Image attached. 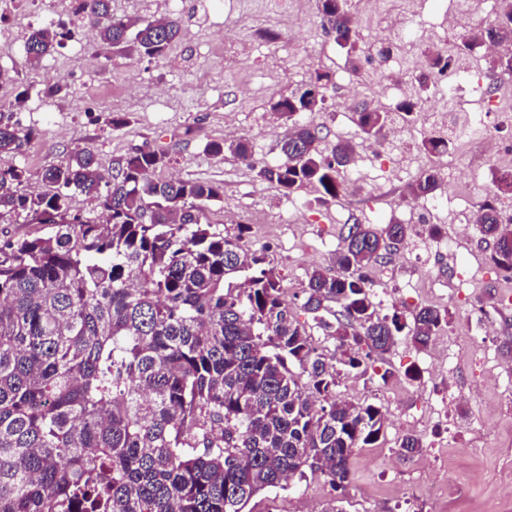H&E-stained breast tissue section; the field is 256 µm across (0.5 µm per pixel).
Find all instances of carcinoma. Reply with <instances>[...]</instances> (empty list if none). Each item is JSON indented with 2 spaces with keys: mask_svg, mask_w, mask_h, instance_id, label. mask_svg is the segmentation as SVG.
<instances>
[{
  "mask_svg": "<svg viewBox=\"0 0 512 512\" xmlns=\"http://www.w3.org/2000/svg\"><path fill=\"white\" fill-rule=\"evenodd\" d=\"M111 0H81L70 24L28 34L24 54L34 65L93 18L103 53L111 49L162 58L180 28L170 18L131 23L112 15ZM321 26L351 62L359 35L347 0H317ZM512 43V0H499L496 19L472 29L471 50ZM424 90L448 72L453 57L427 53ZM330 75L271 106L288 123L282 160L256 177L291 194L321 190L319 201L343 191L340 172L356 148H319V127L299 121L319 112ZM363 139L378 141L389 113L367 104L355 110ZM33 132L0 111V156L23 152ZM424 151L443 155L452 141L431 136ZM208 151L251 157L247 139L213 142ZM168 156L137 148L99 166L93 149L75 150L65 165L44 170L45 190L23 189L25 170L0 166V217L48 224L42 237L0 245V512H243L258 493L319 473L333 489L352 481L356 448L378 442L379 407L336 399L341 372L365 374L372 355L390 351L400 335L428 345L448 314L425 306L412 319L380 314L366 270L411 233L390 221L351 224L336 253V273L308 275L303 308L336 337V364L310 341L265 258L206 222L224 187L206 181L154 179ZM440 186L436 168L408 186L414 199ZM79 193L107 215L98 224L70 213ZM512 196V170L493 181L479 205L481 234L494 241L492 260L512 277V225L497 200ZM249 271L245 286L227 282ZM340 310L325 318L329 304ZM422 448L414 435L395 448L404 461Z\"/></svg>",
  "mask_w": 512,
  "mask_h": 512,
  "instance_id": "1",
  "label": "carcinoma"
}]
</instances>
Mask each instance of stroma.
Listing matches in <instances>:
<instances>
[{
    "mask_svg": "<svg viewBox=\"0 0 512 512\" xmlns=\"http://www.w3.org/2000/svg\"><path fill=\"white\" fill-rule=\"evenodd\" d=\"M408 1L348 0L359 20V70L353 74L345 50L325 33L306 0H182L176 14L180 38L162 59L115 52L106 57L97 39L78 36L35 66L26 62L23 44L32 29L42 27L45 0H0V70L6 72L0 98L27 91L12 121L34 133L22 154L1 156L0 165L23 167L26 191L41 190L44 170L66 164L78 148H92L105 170L134 147L168 152L163 176L223 185V199L206 210L208 222L238 235L243 251L265 256L303 323L312 320L302 307L307 274L334 269L345 225L396 220L413 228L404 246L382 263L374 302L383 314L396 308L409 317L433 303L447 311L443 333L460 351L455 366L438 362L434 374L423 373L429 349L401 336L376 358L373 371L341 376L337 399L374 404L386 416L376 446L355 450L345 493L309 473L290 488L255 496L245 512H324L336 499L344 512H512V375L480 386L475 403L448 398L454 370H475L483 351L512 368V311L498 306L499 294L512 293V280L492 262L493 243L478 226L458 235L454 213L440 221L453 245L434 252L421 238L425 217L407 191L424 137L448 132L429 115L433 92H421L419 112L407 123L403 140L385 154L372 153L370 143L361 142L354 113L340 108L350 99L395 108L399 98L389 88L388 74L375 66L382 45L408 64L435 49V42L414 44L393 32L392 22ZM412 1L419 20L438 27L448 54L456 57L465 53L462 40L480 18L495 15V0H466L460 6L455 0ZM465 54L484 82L512 86V75L493 70L482 48ZM303 56L311 64L301 71L296 63ZM321 72L331 75L325 107L313 115L321 148L328 152L340 141L357 143L358 154L374 167L371 178L345 180L340 197L325 204L318 203L315 187L288 196L254 173L281 160L278 142L287 126L274 118L272 102ZM50 86L57 89L51 96L45 93ZM116 113L125 115L126 124L112 125ZM231 134L248 139L249 162L207 151L209 142ZM468 276L476 286L467 298H457L453 286ZM387 369L393 376L385 382L380 374ZM476 416L477 429L470 425ZM407 434L421 439V458L446 448L454 452L453 491L419 496L421 476L413 460L396 461V470H388L397 442Z\"/></svg>",
    "mask_w": 512,
    "mask_h": 512,
    "instance_id": "obj_1",
    "label": "stroma"
}]
</instances>
